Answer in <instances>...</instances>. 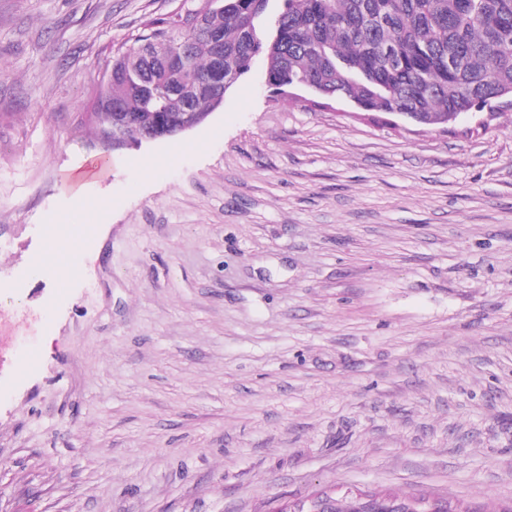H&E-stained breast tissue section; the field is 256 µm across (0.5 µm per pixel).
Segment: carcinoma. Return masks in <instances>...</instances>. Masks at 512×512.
Instances as JSON below:
<instances>
[{
	"instance_id": "obj_1",
	"label": "carcinoma",
	"mask_w": 512,
	"mask_h": 512,
	"mask_svg": "<svg viewBox=\"0 0 512 512\" xmlns=\"http://www.w3.org/2000/svg\"><path fill=\"white\" fill-rule=\"evenodd\" d=\"M206 28L224 42L219 74L210 41L183 16L150 19L133 45L112 53V82L97 90L92 116L103 138L110 104L136 143L151 116L159 133H178L188 112L222 106L201 87L232 88L253 61H265L272 88L307 78L321 97L349 100L364 112H411L438 126L489 95L512 94V0H280L271 28L259 21L269 0H222Z\"/></svg>"
}]
</instances>
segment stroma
<instances>
[{"label":"stroma","mask_w":512,"mask_h":512,"mask_svg":"<svg viewBox=\"0 0 512 512\" xmlns=\"http://www.w3.org/2000/svg\"><path fill=\"white\" fill-rule=\"evenodd\" d=\"M195 4L0 0V512H503L512 108L371 120L259 58L201 125L104 147L113 50Z\"/></svg>","instance_id":"stroma-1"}]
</instances>
